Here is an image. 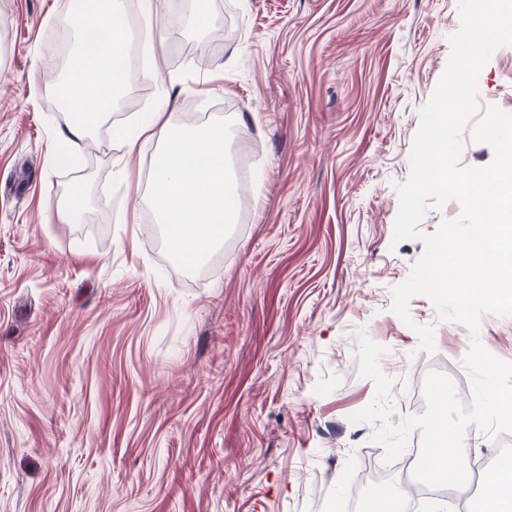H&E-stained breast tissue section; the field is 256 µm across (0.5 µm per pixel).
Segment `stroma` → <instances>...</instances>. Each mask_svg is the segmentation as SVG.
<instances>
[{"label":"stroma","mask_w":512,"mask_h":512,"mask_svg":"<svg viewBox=\"0 0 512 512\" xmlns=\"http://www.w3.org/2000/svg\"><path fill=\"white\" fill-rule=\"evenodd\" d=\"M78 3L0 0V512H351L357 482L403 489L419 435L389 468L348 417L375 392L361 337L386 348L399 420L430 371L464 367L468 331L427 297L411 323L390 310L424 249L392 241L396 187L458 0H213L206 35L191 0H158L152 83L126 85L64 163L53 37ZM478 86L480 109L512 113V46ZM163 97L172 124L232 127L235 221L188 269L146 219L158 146L123 160ZM480 340L512 362V317L484 315ZM464 448L485 471L512 433L470 430Z\"/></svg>","instance_id":"35a3bbf8"}]
</instances>
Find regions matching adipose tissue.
I'll return each instance as SVG.
<instances>
[{"mask_svg": "<svg viewBox=\"0 0 512 512\" xmlns=\"http://www.w3.org/2000/svg\"><path fill=\"white\" fill-rule=\"evenodd\" d=\"M88 2L111 15L112 33L94 57L77 50L66 81L52 86L53 92L63 93L64 105L73 114L63 133L71 141L88 138L125 87L124 74L113 66L126 55L130 41L119 0ZM170 106L169 99H161L144 128L164 157L153 178V199L169 248L192 267L223 238L224 226L234 216L236 191L224 161L223 125H172Z\"/></svg>", "mask_w": 512, "mask_h": 512, "instance_id": "adipose-tissue-1", "label": "adipose tissue"}]
</instances>
